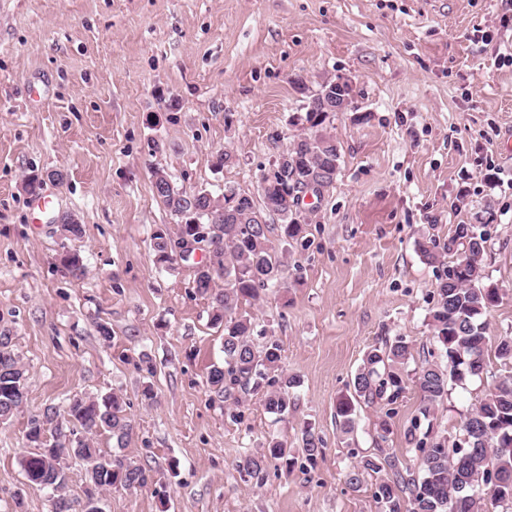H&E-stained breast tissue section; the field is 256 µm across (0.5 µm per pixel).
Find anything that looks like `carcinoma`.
I'll return each mask as SVG.
<instances>
[{
  "mask_svg": "<svg viewBox=\"0 0 512 512\" xmlns=\"http://www.w3.org/2000/svg\"><path fill=\"white\" fill-rule=\"evenodd\" d=\"M312 144L300 140L288 151V166L276 179L261 188V205L252 196L231 187L224 189V202L205 190L188 197L166 195L163 208L176 217L177 232L160 228L154 235L157 261L172 267L186 257H175V249L186 239L209 246H220L219 266L197 263L193 288L211 302V324L224 329V365H212L207 384L216 397L230 400L235 392L249 385L267 386L266 410L281 418L294 405L290 389L296 380L279 374L281 346L276 341L258 349L252 342L253 323L246 306L268 288H279L282 264L277 248L268 237V226L254 223L256 212L273 210L282 221L280 242L284 245L299 237L302 224L299 211L287 201L297 185L326 176L331 187L339 168L336 138L327 132L326 121L334 110L324 107L316 95L304 104ZM487 231L475 224H458L453 236L441 244L423 238L417 242L420 255L430 263L442 254L462 247L460 257L443 267L433 291L434 305L429 312L435 354L448 360L444 369L436 362L422 368L416 382L422 395L419 413L428 417L448 396V384L463 385L487 368L486 325L482 316L499 301L498 289L484 286L481 258ZM66 273L79 280L85 275L82 259L73 253L60 258ZM224 281V287L218 281ZM411 345L402 336L371 349L351 380L353 392L337 402L343 428L352 429L355 401L396 403L405 390V368ZM494 356L508 369L488 389L479 406L462 422L453 443L448 438L407 433L419 460L420 472L405 478L388 455L364 456L349 474V484L358 486L368 474L375 478L373 497L381 512H487L486 505L512 507V335L500 337ZM28 374L15 353L12 336L0 332V421L9 420L23 405ZM80 429L83 437L68 439L62 421ZM130 423L123 400L112 394L101 399L75 396L59 409L46 407L31 416L25 437L38 452L22 462L27 481L53 492V512H85L81 502L65 494L66 472L63 460L75 457L85 467L87 488L84 498L110 488H143L150 478L146 470L95 446L90 436L110 433L122 444ZM268 456L291 465L288 449L279 442L269 444ZM266 456V457H268ZM264 456L246 455L238 468L248 474L260 473Z\"/></svg>",
  "mask_w": 512,
  "mask_h": 512,
  "instance_id": "carcinoma-1",
  "label": "carcinoma"
}]
</instances>
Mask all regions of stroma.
<instances>
[{
	"label": "stroma",
	"instance_id": "obj_1",
	"mask_svg": "<svg viewBox=\"0 0 512 512\" xmlns=\"http://www.w3.org/2000/svg\"><path fill=\"white\" fill-rule=\"evenodd\" d=\"M504 11L503 0H0V330L29 371L25 404L0 423V512H52L50 490L26 484L29 417L112 393L130 430L97 445L152 480L107 491L105 512H379L373 478L355 488L347 476L358 457L382 453L403 474L419 471L405 436L442 263L425 261L416 241L486 222L484 283L501 293L483 316L487 345L512 335ZM330 77L354 89L352 108L329 119L335 182L300 204L308 221L282 257L287 287L250 309L255 344L277 341L284 375L297 380L281 419L261 389L234 404L211 399L206 373L224 361V331L194 292V262H155L152 236L175 220L154 198L152 171L189 193L258 196L303 131L306 99ZM225 150L232 162L216 167ZM33 172L50 210L24 189ZM65 214L82 237L63 234ZM66 250L82 257L83 279L57 268ZM394 336L412 346L395 415L359 402L344 433L338 399L367 350ZM498 368L490 360L487 377L451 386L429 417L433 432L454 436ZM307 428L322 441L311 461ZM274 439L294 469L271 459L258 475L239 470Z\"/></svg>",
	"mask_w": 512,
	"mask_h": 512
}]
</instances>
